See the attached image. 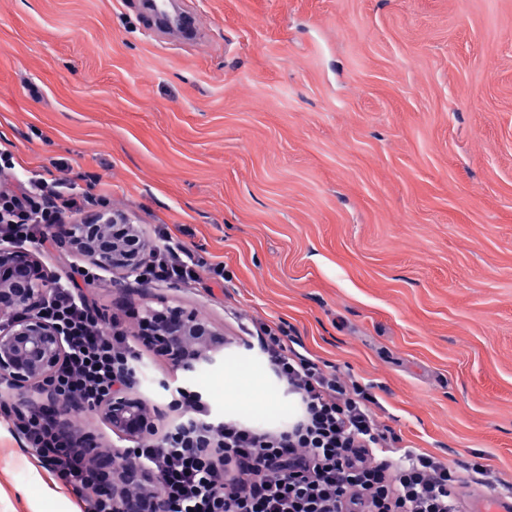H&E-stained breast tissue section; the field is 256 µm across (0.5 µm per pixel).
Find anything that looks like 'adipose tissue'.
I'll use <instances>...</instances> for the list:
<instances>
[{
    "instance_id": "1",
    "label": "adipose tissue",
    "mask_w": 512,
    "mask_h": 512,
    "mask_svg": "<svg viewBox=\"0 0 512 512\" xmlns=\"http://www.w3.org/2000/svg\"><path fill=\"white\" fill-rule=\"evenodd\" d=\"M267 365L224 359V416L250 423H285L294 407L270 380Z\"/></svg>"
}]
</instances>
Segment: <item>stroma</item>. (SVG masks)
Returning <instances> with one entry per match:
<instances>
[{"label":"stroma","instance_id":"stroma-1","mask_svg":"<svg viewBox=\"0 0 512 512\" xmlns=\"http://www.w3.org/2000/svg\"><path fill=\"white\" fill-rule=\"evenodd\" d=\"M160 44L136 0H0V149L19 177L172 234L229 282L102 271L104 323L194 309L227 336L284 322L377 398L403 446L512 485V0H187ZM137 387L224 413V370L139 344ZM80 504L0 416V512ZM158 9L151 10V24L148 31L152 29L156 32L162 33L169 31L170 29L160 24L159 20L172 21L179 30H176L181 36L187 40L196 41L201 35L202 22L197 15L182 13V15L171 16L168 10L165 8V3H157Z\"/></svg>","mask_w":512,"mask_h":512}]
</instances>
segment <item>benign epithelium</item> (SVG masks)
<instances>
[{"label":"benign epithelium","mask_w":512,"mask_h":512,"mask_svg":"<svg viewBox=\"0 0 512 512\" xmlns=\"http://www.w3.org/2000/svg\"><path fill=\"white\" fill-rule=\"evenodd\" d=\"M57 243L104 269L137 272L146 258L148 240L141 225L110 209L88 214L76 224H56ZM52 277L30 251L0 249V380L17 390L34 387L43 392L65 354L59 330L41 314ZM156 352L187 372L218 364L222 334L196 310L150 308L135 332ZM99 409L103 418L125 439L138 442L157 434L156 415L139 391L112 394ZM131 459L113 466L109 484L117 487L137 476ZM116 512H160L152 497L117 493Z\"/></svg>","instance_id":"1"}]
</instances>
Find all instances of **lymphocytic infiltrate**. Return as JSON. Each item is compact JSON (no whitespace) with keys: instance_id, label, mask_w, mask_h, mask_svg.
Returning a JSON list of instances; mask_svg holds the SVG:
<instances>
[{"instance_id":"lymphocytic-infiltrate-1","label":"lymphocytic infiltrate","mask_w":512,"mask_h":512,"mask_svg":"<svg viewBox=\"0 0 512 512\" xmlns=\"http://www.w3.org/2000/svg\"><path fill=\"white\" fill-rule=\"evenodd\" d=\"M72 187L34 175L17 188H0V242L46 249L53 225L80 215ZM156 242L137 273L141 282L222 283L223 263L207 262L156 226ZM81 281L50 289L42 308L66 342L51 381L52 399L35 409L0 403L13 433L81 505V512H114L116 501L100 470L97 447L88 446L78 423L62 426L64 403L95 409L112 393L131 389L137 356L126 331L103 330ZM286 328L260 323L247 348L266 356L274 375L297 400V414L280 430H265L213 417L197 391L177 388L184 415L161 439L130 454L145 473L131 481L133 496H155L165 512H457L461 480L437 457L407 451L399 466L381 459L395 436L386 434L370 409L366 387L336 369L319 366L290 347Z\"/></svg>"}]
</instances>
